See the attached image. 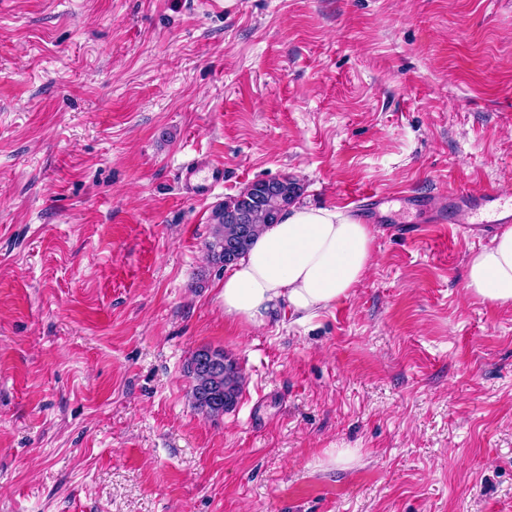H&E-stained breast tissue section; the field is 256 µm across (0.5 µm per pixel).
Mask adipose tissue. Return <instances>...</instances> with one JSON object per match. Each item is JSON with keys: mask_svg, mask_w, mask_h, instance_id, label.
<instances>
[{"mask_svg": "<svg viewBox=\"0 0 512 512\" xmlns=\"http://www.w3.org/2000/svg\"><path fill=\"white\" fill-rule=\"evenodd\" d=\"M367 225L342 208L293 207L224 276L226 316L265 325L279 306L305 320L348 297L372 260ZM470 295L512 305V226L470 259Z\"/></svg>", "mask_w": 512, "mask_h": 512, "instance_id": "1", "label": "adipose tissue"}]
</instances>
